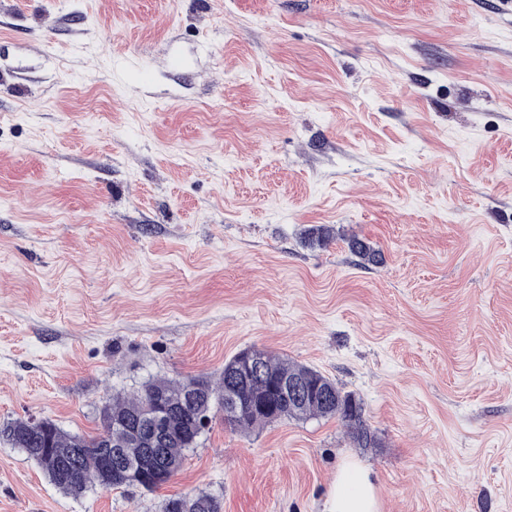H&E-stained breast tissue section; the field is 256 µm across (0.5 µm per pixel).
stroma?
Returning <instances> with one entry per match:
<instances>
[{
	"label": "stroma",
	"instance_id": "stroma-1",
	"mask_svg": "<svg viewBox=\"0 0 512 512\" xmlns=\"http://www.w3.org/2000/svg\"><path fill=\"white\" fill-rule=\"evenodd\" d=\"M249 348L375 446L215 413L161 488L75 498L0 441V512H321L349 459L382 512H512V0H0V422L92 435ZM173 499H178L182 503L183 511L181 512H221L222 509L221 501L219 498L212 496L204 491H199L194 494L165 499L162 503L161 512H168V510L170 512L180 511V502Z\"/></svg>",
	"mask_w": 512,
	"mask_h": 512
}]
</instances>
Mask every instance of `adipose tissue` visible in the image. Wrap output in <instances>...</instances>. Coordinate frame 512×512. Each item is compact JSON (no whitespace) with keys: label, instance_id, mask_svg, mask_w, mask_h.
<instances>
[{"label":"adipose tissue","instance_id":"adipose-tissue-1","mask_svg":"<svg viewBox=\"0 0 512 512\" xmlns=\"http://www.w3.org/2000/svg\"><path fill=\"white\" fill-rule=\"evenodd\" d=\"M323 512H381L370 471L361 463H344L324 500Z\"/></svg>","mask_w":512,"mask_h":512}]
</instances>
